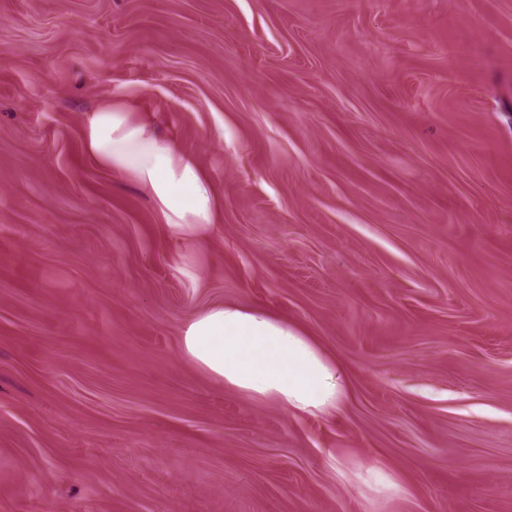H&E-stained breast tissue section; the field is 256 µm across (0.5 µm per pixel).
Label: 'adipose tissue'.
Segmentation results:
<instances>
[{"label": "adipose tissue", "instance_id": "ef3b65f1", "mask_svg": "<svg viewBox=\"0 0 512 512\" xmlns=\"http://www.w3.org/2000/svg\"><path fill=\"white\" fill-rule=\"evenodd\" d=\"M82 136L89 156L145 191L172 229L206 236L217 209L212 184L150 119L105 102L85 114ZM182 352L226 387L295 412L333 413L345 400L342 364L300 325L261 307L202 310L182 330Z\"/></svg>", "mask_w": 512, "mask_h": 512}]
</instances>
